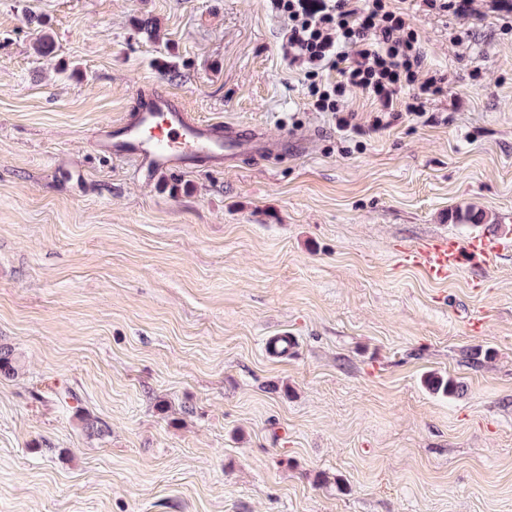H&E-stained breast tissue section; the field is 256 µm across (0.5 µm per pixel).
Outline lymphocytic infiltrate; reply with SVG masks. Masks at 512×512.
I'll return each instance as SVG.
<instances>
[{"label": "lymphocytic infiltrate", "mask_w": 512, "mask_h": 512, "mask_svg": "<svg viewBox=\"0 0 512 512\" xmlns=\"http://www.w3.org/2000/svg\"><path fill=\"white\" fill-rule=\"evenodd\" d=\"M288 21L286 52L302 63L315 111L336 114L349 92L367 94L378 112L423 113L448 92V77L426 74L414 16L395 0H272ZM334 71L333 82L322 79Z\"/></svg>", "instance_id": "obj_1"}]
</instances>
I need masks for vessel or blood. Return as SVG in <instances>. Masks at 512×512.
Returning <instances> with one entry per match:
<instances>
[{
	"label": "vessel or blood",
	"instance_id": "b4317fda",
	"mask_svg": "<svg viewBox=\"0 0 512 512\" xmlns=\"http://www.w3.org/2000/svg\"><path fill=\"white\" fill-rule=\"evenodd\" d=\"M307 143L306 135L297 132L288 138L273 137L257 128L199 120L176 94L158 83L138 91L125 121L101 124L90 141L97 151L134 160L148 180L168 169L220 166L240 155L284 154L289 145ZM499 251L483 237L462 242L448 236L404 247L401 257L432 282L444 283L465 263L492 264Z\"/></svg>",
	"mask_w": 512,
	"mask_h": 512
}]
</instances>
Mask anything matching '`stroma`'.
Listing matches in <instances>:
<instances>
[{
  "mask_svg": "<svg viewBox=\"0 0 512 512\" xmlns=\"http://www.w3.org/2000/svg\"><path fill=\"white\" fill-rule=\"evenodd\" d=\"M472 8L414 13L445 97L342 129L271 0H0V512H512V33ZM148 82L308 151L142 179L89 142ZM476 234L448 283L400 263ZM500 247L484 237H473L461 242L454 237L423 240L401 250L406 265L420 268L435 283H446L456 276L465 262L487 266L495 262ZM23 368L21 356L7 344L0 345V378L13 379Z\"/></svg>",
  "mask_w": 512,
  "mask_h": 512,
  "instance_id": "1",
  "label": "stroma"
}]
</instances>
